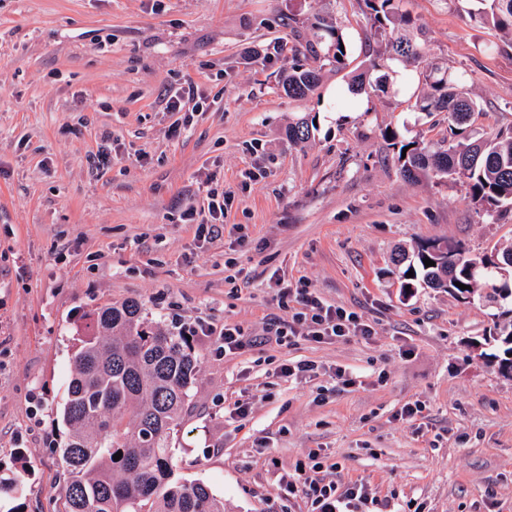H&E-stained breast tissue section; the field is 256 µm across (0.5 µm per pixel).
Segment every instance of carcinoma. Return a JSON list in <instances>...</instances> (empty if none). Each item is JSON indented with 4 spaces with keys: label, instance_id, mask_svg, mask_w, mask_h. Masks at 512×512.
<instances>
[{
    "label": "carcinoma",
    "instance_id": "carcinoma-1",
    "mask_svg": "<svg viewBox=\"0 0 512 512\" xmlns=\"http://www.w3.org/2000/svg\"><path fill=\"white\" fill-rule=\"evenodd\" d=\"M400 0H363L365 15L375 33L387 27L398 34L387 39L386 55L405 67H422L420 88L411 107L428 116L446 113L449 135L431 145L419 139L398 141L385 132L402 175L411 180H465L471 200L488 216L512 211V127L487 136L471 129L480 111L464 75L424 63L425 51L415 32L420 26L399 9ZM469 21L489 26L501 43L485 47L490 53L512 52V0H475ZM312 38L293 30L292 65L281 72L279 84L293 99H303L318 86L320 69L309 61L344 65L343 33L333 20L316 17ZM313 120L301 117L288 127V141L310 138ZM417 262L408 265L415 276L403 285L422 282L461 299L478 288L492 290L505 315L512 314V243L489 254L471 257L462 246L428 240L418 246ZM431 259L433 266H425ZM462 283V290L456 283ZM73 374L61 416L69 433L56 449L64 485L61 512H224V498L203 482L174 480L172 440L189 409L190 389L200 370V357L187 337L164 331L143 315L142 305L126 300L87 315L78 332L72 357ZM122 452L119 460L113 456ZM18 467L0 474V501L8 512H22L27 469L23 452Z\"/></svg>",
    "mask_w": 512,
    "mask_h": 512
}]
</instances>
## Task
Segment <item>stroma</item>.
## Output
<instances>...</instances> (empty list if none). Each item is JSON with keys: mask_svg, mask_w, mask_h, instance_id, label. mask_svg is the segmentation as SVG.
<instances>
[{"mask_svg": "<svg viewBox=\"0 0 512 512\" xmlns=\"http://www.w3.org/2000/svg\"><path fill=\"white\" fill-rule=\"evenodd\" d=\"M426 35L427 61L464 71L481 105L474 129L512 125V56L489 54L493 30L471 25V0H402ZM332 16L343 68L288 98V57L251 50L291 43L289 20ZM362 0H0V466L25 449L24 512H58L56 446L67 429L72 354L85 314L127 299L170 329L240 324L257 336L290 320L273 286L307 285L357 312L370 340L269 342L233 353L194 337V408L172 446L176 476L202 481L226 512H306L283 499L281 474L321 450L326 479L368 483L400 512H512V378L493 337L501 318L478 298L401 286L392 257L427 240L473 255L512 241V214L490 218L465 185L412 182L384 137L436 142L445 114L413 111L401 89L374 91L392 62L379 55ZM377 68H370V60ZM367 85L351 110L331 90ZM206 96L190 127L169 92ZM317 127L293 145L290 123ZM109 168H92L101 146ZM230 191L211 241L182 223L207 205L206 180ZM317 365L288 380L285 362ZM343 368L357 382L335 377ZM248 405L243 419L234 403ZM422 418L399 419L408 403Z\"/></svg>", "mask_w": 512, "mask_h": 512, "instance_id": "35a3bbf8", "label": "stroma"}]
</instances>
